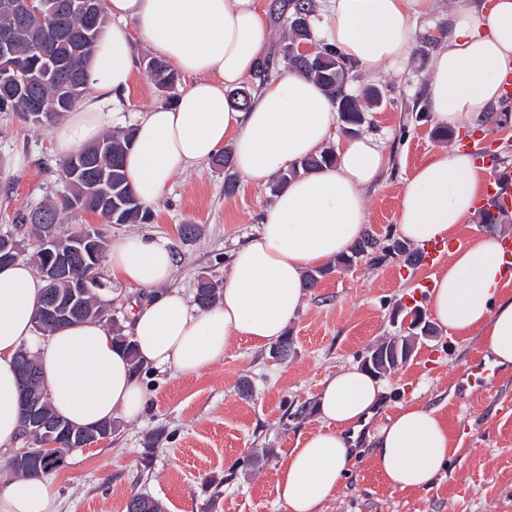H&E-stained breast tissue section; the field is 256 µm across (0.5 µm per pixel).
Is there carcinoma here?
I'll list each match as a JSON object with an SVG mask.
<instances>
[{"instance_id":"carcinoma-1","label":"carcinoma","mask_w":512,"mask_h":512,"mask_svg":"<svg viewBox=\"0 0 512 512\" xmlns=\"http://www.w3.org/2000/svg\"><path fill=\"white\" fill-rule=\"evenodd\" d=\"M15 0H0V30L8 29L13 34L9 54H0V73L11 72L14 67L24 69L25 80L5 82L0 80V112H14L23 121H28L25 108L29 100L35 98L40 102L41 120L31 122L34 127H44L61 120L71 111L80 97L71 94L65 86L64 77L54 74L52 64L38 52L43 44V29L18 22L13 3ZM59 0H46L47 14L45 27L60 28L70 35L80 38L85 50L75 55L70 50L71 40L61 38L53 44L52 57L65 64L66 75L86 74L85 63L89 58L97 35H85L88 28L84 20L70 13H63L55 8ZM289 12L285 19L287 32L279 42L276 58H268L262 62L252 76L250 84L229 94L232 104L241 109L247 108L257 85L271 77L275 69V61L282 60L289 67L296 69L318 83L329 96L339 114V120L347 133H357L365 123V113L382 104L381 93L375 88L365 90L358 99L346 91L347 83L354 71V65L348 62L334 47L324 43L307 55H301L296 48L303 42L314 39L313 19L316 16L315 0H291ZM147 77L155 87L162 91L172 92L179 82V75L165 63L154 67ZM133 131H112L89 145L61 164V175L69 184V197L72 203H47L28 212H21L15 217L18 224H29L36 238L43 236L41 223L35 215L44 211L49 214V223L55 225L54 231L62 236L72 234L63 227L62 214L74 211H87L96 214L104 224H148L153 220L152 209L143 204L129 183L124 170V156L132 144ZM336 153L331 148L304 159L279 174L274 190L282 189L288 182L301 175L308 174L322 167L335 164ZM212 164L224 171V191L232 194L237 188V175L231 162V153L226 150L212 158ZM508 221V211L497 209L492 204L489 209L480 212V223L503 224ZM93 235L94 243L91 251L83 254V258L71 266L69 279L56 282L52 290L65 294L68 291V280L82 278L99 279L96 269L104 252L105 236L97 227H88ZM393 236L379 237L368 228L350 253L339 257L336 263L349 266L355 258L366 256L373 264H381L390 255V240ZM221 290L218 283L202 276L198 279L196 291L197 306L206 309L214 304ZM82 311L74 316L69 323L91 321L95 317L108 312L109 303L104 301L101 292L96 290L86 296ZM37 331L46 335L64 324L48 319L42 308H37L34 315ZM112 337L124 349L135 372L143 369L136 349L129 337L121 332L117 323H112ZM126 512H164L163 506L155 499L146 495H134L126 504Z\"/></svg>"}]
</instances>
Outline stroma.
I'll return each instance as SVG.
<instances>
[{"label":"stroma","instance_id":"35a3bbf8","mask_svg":"<svg viewBox=\"0 0 512 512\" xmlns=\"http://www.w3.org/2000/svg\"><path fill=\"white\" fill-rule=\"evenodd\" d=\"M451 4L435 0L431 14L417 19V39L404 65L359 69L349 82L356 94L374 86L384 95L363 126L385 137L390 156L367 193L368 226L382 236L392 231L407 178L438 145L431 122L415 115L426 109L430 66L440 47L432 35L447 30ZM150 56L136 43L134 80L114 105L111 129L130 127L165 105L144 71ZM52 133V126L36 128L0 112V231L15 229L18 211L67 192ZM476 139L482 154H496L497 170L512 173V99L493 111ZM274 197L272 184L245 182L225 195L223 173L204 162L174 176L152 206V223L106 224L102 231L109 240L129 234L168 240L178 257L170 285L191 298L199 274L223 281L231 250L260 223ZM183 224L199 225V236L180 238ZM433 272L427 263L412 267L398 256L379 265L360 258L352 267H334L307 290L287 330L285 361H274L269 347L241 341L198 378L143 369L148 404L142 420L114 418L106 441L71 450L47 473L51 512H125L135 493L158 500L165 512H282L276 473L298 435L319 426L321 381L360 365L374 344L397 335L395 309L410 312L417 282ZM485 353L477 338L439 327L408 363L382 377L381 401L357 432L358 460L323 512H512V371L499 373L482 393L472 392L463 376L470 359ZM410 401L438 408L455 452L430 487L400 491L376 471L368 438Z\"/></svg>","mask_w":512,"mask_h":512}]
</instances>
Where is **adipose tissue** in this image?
Here are the masks:
<instances>
[{"mask_svg": "<svg viewBox=\"0 0 512 512\" xmlns=\"http://www.w3.org/2000/svg\"><path fill=\"white\" fill-rule=\"evenodd\" d=\"M433 0H328L318 26L360 69L406 62L417 38L414 20ZM104 26L86 62L88 95L53 130L65 158L101 137L114 96L134 79L133 41L141 39L174 71L194 82L170 107L134 125L124 158L127 180L144 203L157 201L173 175L232 150L237 174L264 184L336 139L334 166L292 180L274 198L257 230L232 254L216 303L200 309L168 283L176 267L167 240L131 235L112 241L113 280L148 292L133 304L127 333L146 366L196 378L239 341H279L296 318L307 271L349 251L367 226L366 192L389 164L373 133L334 137L339 117L323 89L292 70L260 84L247 109L229 103L265 55L269 30L258 0H105ZM512 72V0H455L448 42L435 54L427 82L433 125L455 132L484 127ZM486 169L473 150L439 147L408 177L395 233L410 244L455 240L477 211ZM427 309L450 332L477 335L501 370H512V265L499 235L458 244L432 274ZM41 284L33 266L0 267V448L21 439L16 354H37L53 411L78 427L120 416L139 420L145 392L105 322L60 328L39 341L34 314ZM378 379L358 367L327 376L316 397L320 426L302 434L281 465L275 497L284 512H321L356 460L350 432L380 402ZM372 461L394 489H422L446 468L448 427L436 408L407 403L373 437ZM52 489L41 477L0 490V512H50Z\"/></svg>", "mask_w": 512, "mask_h": 512, "instance_id": "obj_1", "label": "adipose tissue"}]
</instances>
